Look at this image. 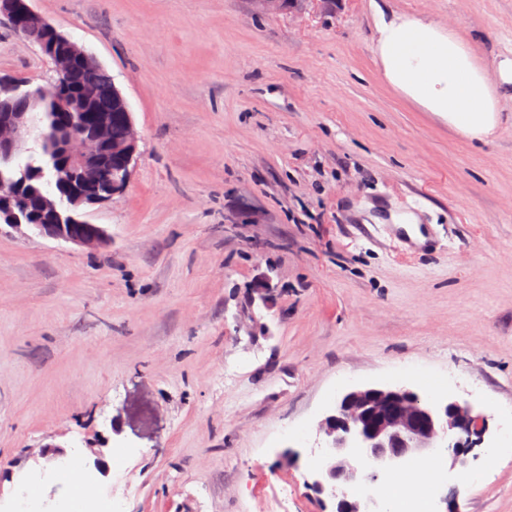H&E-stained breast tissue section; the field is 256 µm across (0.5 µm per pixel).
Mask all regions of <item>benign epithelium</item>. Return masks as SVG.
<instances>
[{
	"mask_svg": "<svg viewBox=\"0 0 512 512\" xmlns=\"http://www.w3.org/2000/svg\"><path fill=\"white\" fill-rule=\"evenodd\" d=\"M31 0H0V17L19 32L41 34L37 46L54 64L55 76L49 86H63L68 59L87 51L61 33L37 13ZM115 112H97L90 125L70 128L61 143L64 169L73 188L63 205L67 222L34 224L38 234L78 246L95 247L106 242L105 230L84 219L86 208L109 201L129 186L137 157V133L132 112L119 90H114ZM124 122L125 137L120 142L108 138L115 120ZM0 153L13 155L21 150L30 133L19 112L0 111ZM112 168V181L99 189V175ZM18 188L0 181V217L15 228L22 223L14 211ZM84 224L76 235L70 223ZM328 437L319 469L309 486L318 495L335 499L336 512H372L373 498H358L348 490L370 486L382 477L401 472L416 461L429 458L437 448H452L451 466L464 468L468 454L481 443L487 431L486 417L467 402H433L404 388L361 387L342 396L332 414L322 422Z\"/></svg>",
	"mask_w": 512,
	"mask_h": 512,
	"instance_id": "1",
	"label": "benign epithelium"
}]
</instances>
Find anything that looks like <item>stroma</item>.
<instances>
[{"instance_id":"stroma-1","label":"stroma","mask_w":512,"mask_h":512,"mask_svg":"<svg viewBox=\"0 0 512 512\" xmlns=\"http://www.w3.org/2000/svg\"><path fill=\"white\" fill-rule=\"evenodd\" d=\"M133 114L127 190L90 207L108 242L0 224V512L20 476L42 512L73 493L41 457L92 449L88 494L125 512H334L310 489L319 424L362 386L455 372L488 419L435 512H512V102L470 140L380 70L373 0H32ZM512 53V0H388ZM52 70L0 20V76ZM418 209L403 250L389 210Z\"/></svg>"}]
</instances>
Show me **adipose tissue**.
<instances>
[{
  "label": "adipose tissue",
  "instance_id": "adipose-tissue-1",
  "mask_svg": "<svg viewBox=\"0 0 512 512\" xmlns=\"http://www.w3.org/2000/svg\"><path fill=\"white\" fill-rule=\"evenodd\" d=\"M376 32V53L390 86L469 138L494 134L502 98L512 92V58L489 74L461 35L416 16L378 12Z\"/></svg>",
  "mask_w": 512,
  "mask_h": 512
}]
</instances>
